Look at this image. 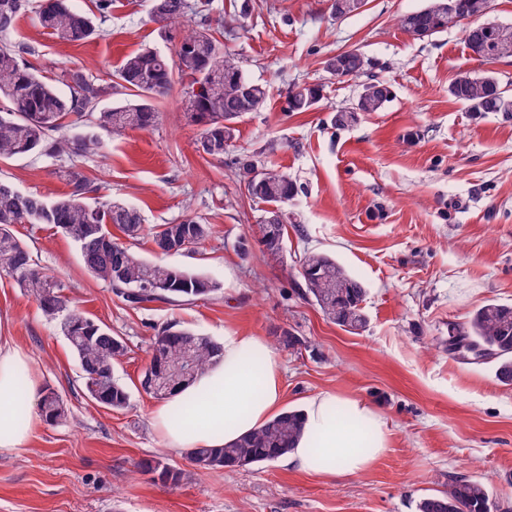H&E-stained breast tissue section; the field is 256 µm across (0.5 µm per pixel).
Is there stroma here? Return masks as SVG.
Returning a JSON list of instances; mask_svg holds the SVG:
<instances>
[{"instance_id":"stroma-1","label":"stroma","mask_w":512,"mask_h":512,"mask_svg":"<svg viewBox=\"0 0 512 512\" xmlns=\"http://www.w3.org/2000/svg\"><path fill=\"white\" fill-rule=\"evenodd\" d=\"M426 3L366 0L337 19L328 0H212L213 18L233 21L226 50L269 90L260 111L238 120L223 159L198 151L200 129L178 82L157 100L152 128L101 133L99 153L0 161V180L48 199L67 192L63 172L77 169L98 185L99 200L140 210L147 229L203 218L212 235L199 252L165 261L221 285L205 300L134 307L90 276L57 229L17 225L37 267L124 341L113 374L129 399L121 409L97 403L57 322L0 277V325L68 411L22 452L0 457V512H417L422 498L461 477L488 483L497 512H512V386L498 381L495 363L448 352L449 324L489 300L512 303V116L473 118L448 86L458 74L490 70L512 91V57L479 60L459 27L409 38L396 18ZM150 9V0H113L103 37L85 43L59 42L29 12L13 38L31 46V63L53 84L70 68L108 84L141 48L174 55V44H158ZM348 49L367 59L364 73L330 76L325 60ZM371 78L391 87L393 101L335 124V110L353 106ZM295 83L321 85L317 109L287 111ZM272 139L282 148L270 155ZM243 154L279 166L297 185L281 258L257 242L265 205L234 175ZM311 252L363 282L365 328L343 330L307 296L300 271ZM171 322L218 342L228 332L263 337L279 355L290 409L324 391L358 396L382 413L390 448L367 472L336 479L281 459L232 472L196 468L186 453L161 447L150 423L155 400L140 386L154 339ZM284 329L295 345L280 341ZM155 456L180 472L178 483L139 468Z\"/></svg>"}]
</instances>
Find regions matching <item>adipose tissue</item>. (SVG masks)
Listing matches in <instances>:
<instances>
[{"label": "adipose tissue", "mask_w": 512, "mask_h": 512, "mask_svg": "<svg viewBox=\"0 0 512 512\" xmlns=\"http://www.w3.org/2000/svg\"><path fill=\"white\" fill-rule=\"evenodd\" d=\"M42 380L29 354L0 332V457L23 451L44 419L35 406ZM25 394L31 408L18 420L15 402ZM286 409L277 352L259 336L228 333L223 355L189 384L155 403L151 424L173 451L221 448L258 431ZM302 432L286 461L321 478L365 473L390 445L382 415L354 396L322 392L300 410Z\"/></svg>", "instance_id": "obj_1"}]
</instances>
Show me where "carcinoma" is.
<instances>
[{
  "mask_svg": "<svg viewBox=\"0 0 512 512\" xmlns=\"http://www.w3.org/2000/svg\"><path fill=\"white\" fill-rule=\"evenodd\" d=\"M491 0H429L424 8L397 17L399 28L428 31L432 37L453 27H463L465 41L474 55L492 63L512 53V25L487 19ZM158 12L152 14L158 24V36L164 42H176L175 56L155 48H143L128 55L113 72L112 85L96 82L81 69L64 73L63 93L45 80L41 72L26 62L31 53L23 42H5L21 14L35 13L40 26L63 42L88 41L99 35L96 21L78 11L70 0H0V159L40 154L59 157L64 154H95L102 142L95 132L101 128L116 135L125 131L150 129L158 113L155 101L168 94L175 79L188 77L184 91L189 97L185 110L190 121L200 127L198 150L221 158L224 152L204 148L210 142L224 145V135L235 136L233 124L248 112L258 111L265 103L266 88L252 81L236 57L224 51L211 28L210 0H153ZM364 56L356 49L344 50L328 58L326 71L336 77L363 73ZM127 96L124 103L109 108L99 104L110 90ZM448 95L467 111L512 113V95L502 89L489 71L481 75L460 74L448 86ZM392 98L390 86L371 78L361 85L356 103L337 113L338 122L347 123L361 112L381 111ZM321 101L317 85H293L287 96V111L309 112ZM74 116L76 132L64 130L62 119ZM235 174L248 194L275 208L277 224L259 222V243L273 256L283 253L286 219L285 206L297 195L296 184L283 171L261 165L249 156L237 159ZM69 192L47 200L33 194H20L14 185L0 180V276L11 277L18 287L32 295L41 309L58 321L60 330L76 354L89 393L103 398V406L120 409L128 395L114 380L112 367L125 353L122 341L90 317L71 305L63 294V285L31 263L26 244L15 234L18 224H49L59 229L79 248L85 269L97 280L107 283L118 294L127 285L149 281L159 285L157 294L137 299L131 304L157 300L191 301L208 296L221 286L184 267L140 257L118 238L102 242L96 224H114L123 236L135 241L145 231L142 216L135 207L105 200L88 202L98 187L78 170L67 172ZM212 234L211 225L197 217H187L177 224H161L152 232L155 250L165 254L169 242L184 236L198 252ZM307 294L322 313L340 327L361 329L366 317L362 303L366 288L348 274L331 256L308 254L301 265ZM458 334L490 351L499 362L498 380L512 385V304L495 300L478 309L458 325ZM222 355L217 342L199 336L177 324H169L155 337L152 367L169 368L178 363L198 374ZM45 418L59 423L67 418V408L60 396L46 390L40 400ZM299 414L288 411L241 442L224 448H194L188 452L200 469L236 471L274 461L295 447L301 434ZM139 467L154 472L165 483H177L180 473L158 458L143 459ZM494 502L487 487L474 480L457 479L448 491L422 499L419 512H492Z\"/></svg>",
  "mask_w": 512,
  "mask_h": 512,
  "instance_id": "carcinoma-1",
  "label": "carcinoma"
}]
</instances>
